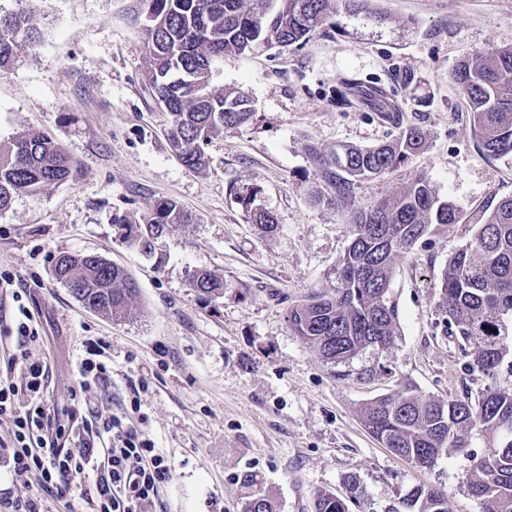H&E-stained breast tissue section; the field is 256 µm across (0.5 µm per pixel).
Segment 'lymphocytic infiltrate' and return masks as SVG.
<instances>
[{"instance_id":"f902f5d3","label":"lymphocytic infiltrate","mask_w":512,"mask_h":512,"mask_svg":"<svg viewBox=\"0 0 512 512\" xmlns=\"http://www.w3.org/2000/svg\"><path fill=\"white\" fill-rule=\"evenodd\" d=\"M8 371H19L24 387L0 382V418L12 422L14 444L6 455L15 471L39 475V494L26 499H0V512H47L44 495L68 489L74 475L87 467L99 469L93 502L96 512H143L171 469L155 451L152 440L126 415H110L84 424L79 452L62 448L68 430L52 427L46 412V371L41 362L11 360Z\"/></svg>"}]
</instances>
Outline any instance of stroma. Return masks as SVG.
<instances>
[{
  "mask_svg": "<svg viewBox=\"0 0 512 512\" xmlns=\"http://www.w3.org/2000/svg\"><path fill=\"white\" fill-rule=\"evenodd\" d=\"M22 6L42 18L43 36L0 73V143L43 133L79 173L0 212V371L24 352L46 363V399L61 423L72 411L118 414L138 404L172 467L157 498L164 512H244L247 475L277 512H314L319 492L345 496L349 476L360 492L351 512H387L418 484L446 492L450 512H482L466 484L486 451L480 432L422 470L384 448L359 416L407 386L445 397L512 385L505 366L492 379L466 370L438 310L441 272L471 225L439 227L397 262L389 288L397 338L388 349L327 364L291 334L287 311L336 287L351 242L347 212L311 200L319 179L307 144L331 151L396 134L371 107L337 100L341 78L382 88L429 134L423 152L359 184L357 204L399 194L419 175L467 211L512 196V157L479 150L449 78L460 60L512 47V0H373L369 11L330 17L303 44L226 54L214 77L246 93L255 114L211 141L201 171L173 156L166 116L145 83L140 0H0L1 13ZM250 188L258 194L247 209L240 195ZM163 198L193 221L173 225L149 259L112 215L137 221ZM255 208L275 216V232L253 224ZM62 252L123 267L139 286L127 316L90 310L56 281ZM199 268L223 277V297H197L190 275ZM20 304L40 334L25 350L9 333ZM89 339L107 344L112 374L74 408L76 361Z\"/></svg>",
  "mask_w": 512,
  "mask_h": 512,
  "instance_id": "35a3bbf8",
  "label": "stroma"
}]
</instances>
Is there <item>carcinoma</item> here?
Listing matches in <instances>:
<instances>
[{
	"mask_svg": "<svg viewBox=\"0 0 512 512\" xmlns=\"http://www.w3.org/2000/svg\"><path fill=\"white\" fill-rule=\"evenodd\" d=\"M158 26L140 28L149 58L145 80L165 113L170 149L187 169L206 166L205 146L224 129L248 124L254 114L248 96L218 86L213 68L224 53L286 48L304 41L341 10L356 11L370 0H142ZM37 17L26 10L0 14V71L13 66L18 50L37 44ZM467 99L471 130L486 156L512 155V47L460 61L450 74ZM359 96L399 129L398 136L370 147L343 146L325 152L308 146L320 189L314 202L350 213L351 243L338 264L339 286L311 294L288 308L291 333L331 365H346L367 348L387 349L397 336V310L388 299L395 262L434 226L471 224L469 242L448 260L440 278L438 306L448 332L464 345L470 371L494 376L512 356V197L465 214L438 197L431 182L417 176L403 193L366 206L354 199L355 186L394 170L426 146L421 126L406 124L399 110L376 91L355 82L337 90ZM78 167L52 139L27 133L0 146V211L22 193H36L73 178ZM124 239L143 253L174 224L191 217L173 200L156 202L142 221L116 216ZM53 276L77 287L72 295L85 307L116 317L132 308L136 282L120 266L94 253L59 254ZM191 286L210 301L224 295V279L207 269L192 274ZM363 426L395 454L429 469L437 460L469 445L472 431L489 440L467 477L469 491L483 512H512V388L490 387L477 397L467 391L446 399L406 387L383 395L360 411ZM245 512H276L270 497L247 481ZM402 510L449 512L448 496L419 484L401 499ZM315 512H348L331 491L318 494Z\"/></svg>",
	"mask_w": 512,
	"mask_h": 512,
	"instance_id": "carcinoma-1",
	"label": "carcinoma"
}]
</instances>
